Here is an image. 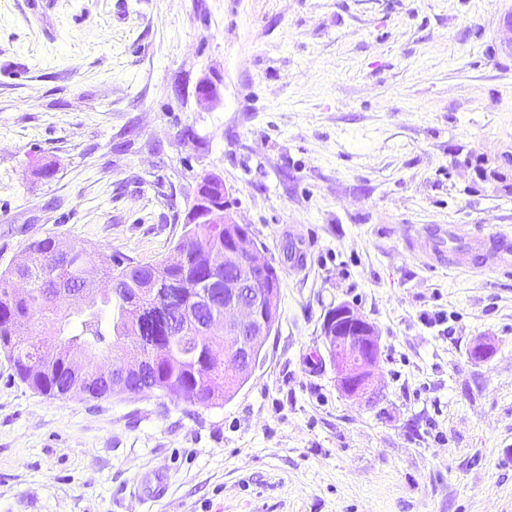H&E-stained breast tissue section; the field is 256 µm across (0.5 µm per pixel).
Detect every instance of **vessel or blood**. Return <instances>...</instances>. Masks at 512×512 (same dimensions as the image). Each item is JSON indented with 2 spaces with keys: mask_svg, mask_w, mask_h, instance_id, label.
<instances>
[{
  "mask_svg": "<svg viewBox=\"0 0 512 512\" xmlns=\"http://www.w3.org/2000/svg\"><path fill=\"white\" fill-rule=\"evenodd\" d=\"M405 238L408 243H422L431 266H450L481 270H512V236L505 233L469 235L465 226L417 227L406 225ZM163 472L150 471L137 480L142 497L157 496L165 485Z\"/></svg>",
  "mask_w": 512,
  "mask_h": 512,
  "instance_id": "obj_1",
  "label": "vessel or blood"
}]
</instances>
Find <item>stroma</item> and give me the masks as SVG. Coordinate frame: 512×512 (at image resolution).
Listing matches in <instances>:
<instances>
[{
	"label": "stroma",
	"mask_w": 512,
	"mask_h": 512,
	"mask_svg": "<svg viewBox=\"0 0 512 512\" xmlns=\"http://www.w3.org/2000/svg\"><path fill=\"white\" fill-rule=\"evenodd\" d=\"M509 19L512 0H0V271L47 236L161 259L214 173L280 273L264 361L218 407L48 396L0 353V512H512V273L429 269L403 239L512 233ZM339 305L380 334L358 401L325 358ZM157 469L164 496L134 497Z\"/></svg>",
	"instance_id": "obj_1"
}]
</instances>
